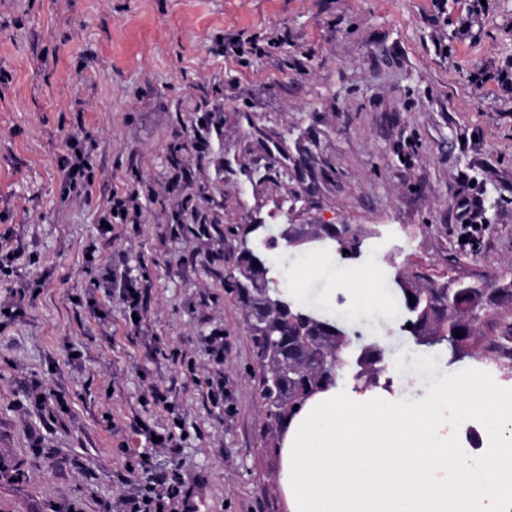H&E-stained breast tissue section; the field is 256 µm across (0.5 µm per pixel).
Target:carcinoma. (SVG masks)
<instances>
[{"label": "carcinoma", "instance_id": "1", "mask_svg": "<svg viewBox=\"0 0 512 512\" xmlns=\"http://www.w3.org/2000/svg\"><path fill=\"white\" fill-rule=\"evenodd\" d=\"M228 232L246 239L249 247L246 253L238 252L225 287L243 309L254 363L264 367L258 390L272 428H281L296 413L294 406H303L309 395L335 383L338 372L351 362L356 379L376 382L383 372V351L375 345L354 348L337 322L284 298L274 268L259 251L279 241L288 247L328 239L336 243L338 253L355 255L360 240L345 238L326 224H281L271 237L263 224H236ZM405 274L401 270L394 278L404 313L402 330L421 345H447L452 363L469 357L512 373V294L487 314L483 289L469 281L424 279L404 288L400 278Z\"/></svg>", "mask_w": 512, "mask_h": 512}]
</instances>
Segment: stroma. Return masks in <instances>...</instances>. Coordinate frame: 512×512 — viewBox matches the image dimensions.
I'll use <instances>...</instances> for the list:
<instances>
[{
  "label": "stroma",
  "mask_w": 512,
  "mask_h": 512,
  "mask_svg": "<svg viewBox=\"0 0 512 512\" xmlns=\"http://www.w3.org/2000/svg\"><path fill=\"white\" fill-rule=\"evenodd\" d=\"M470 5L0 0V301L30 287L21 314L0 313V512H122L153 472L198 512H287L282 433L224 291L228 224L358 236L356 258L275 253L305 306L404 364L408 382L387 371L376 392L414 400L460 370L401 331L393 280L409 263L438 281L452 263L512 273V93L495 79L512 72V0H486L468 28ZM242 33L281 44L242 62ZM74 135L96 170L79 194ZM116 193L138 219L106 234ZM462 200L479 204L471 247ZM371 264L379 300L360 306L339 283ZM114 276L143 288L138 310Z\"/></svg>",
  "instance_id": "35a3bbf8"
}]
</instances>
